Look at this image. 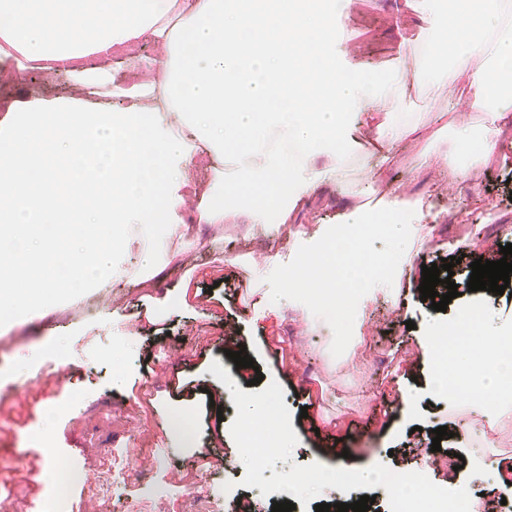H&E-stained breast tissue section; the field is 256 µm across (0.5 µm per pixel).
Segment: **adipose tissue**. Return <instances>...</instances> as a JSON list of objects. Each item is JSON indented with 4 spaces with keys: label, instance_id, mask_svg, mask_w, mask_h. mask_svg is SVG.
Segmentation results:
<instances>
[{
    "label": "adipose tissue",
    "instance_id": "1",
    "mask_svg": "<svg viewBox=\"0 0 512 512\" xmlns=\"http://www.w3.org/2000/svg\"><path fill=\"white\" fill-rule=\"evenodd\" d=\"M349 0H0V60L23 58L98 91L112 81L102 57L129 52L141 40L160 41V83L135 88L133 104L86 111L71 102L50 110L13 113L0 126V311L22 322L52 314L59 285L108 290L131 277L133 265L155 285L196 237L177 214L181 191L199 159L212 177L201 194L208 224L287 223L297 205L331 189L353 198L344 224L306 240L311 256L301 272L283 271L281 287L263 295L280 305L285 284L308 280L317 262L335 257L336 280L347 289L337 302L312 303L310 322L332 317L347 332L361 324L374 283L355 257L363 239L416 223L419 201L385 193L394 146L421 138L424 125L407 103L403 65L348 71L327 52L335 11ZM432 45L456 36L455 68L471 69L464 91L485 121L456 124L435 113L431 142L451 139L452 177L488 163L512 108V0L452 11L442 0L430 13ZM454 68V69H455ZM387 108L376 124L380 146L370 178L358 185L351 118ZM96 184L84 203L59 172ZM69 180V181H70Z\"/></svg>",
    "mask_w": 512,
    "mask_h": 512
}]
</instances>
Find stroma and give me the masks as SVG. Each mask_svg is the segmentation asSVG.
<instances>
[{
    "label": "stroma",
    "instance_id": "1",
    "mask_svg": "<svg viewBox=\"0 0 512 512\" xmlns=\"http://www.w3.org/2000/svg\"><path fill=\"white\" fill-rule=\"evenodd\" d=\"M428 27L427 0H351L336 15L330 51L348 70L403 62L415 111L451 108L458 121L476 120L477 112L458 100L466 70L427 105L413 42ZM109 65L115 91L93 95L64 70L0 61V117L62 99L88 109L124 107L123 91L137 69L122 55ZM418 149L398 144L390 173L395 195L423 197L424 227L393 287L378 286L367 301L361 341L350 357L329 325L311 329L291 307L272 311L258 303L264 289L278 287L282 270L299 264L298 234L310 237L340 222L341 202L327 193L311 197L293 223L260 224L248 238L231 224L200 225L198 246L153 295L133 278L109 295L68 292L61 314L0 330V501L39 505L49 492L44 471L85 457L90 464L68 512L101 504L108 512H271L291 494L265 496L242 485L245 467L230 434L237 407L224 394V380L232 377L256 393L267 379L284 390L298 443L276 471L315 461L355 470L383 464L423 473L441 487L466 488L472 512H491L497 498L512 507V413L492 422L472 394L451 405L428 387L437 347L461 346L454 336L434 333L459 307L478 310L476 334L512 326V296L467 287L471 262L500 260L501 245L512 243V125L492 161L457 180L439 165L412 168ZM450 256L459 259L452 280L460 295L446 311H435L420 298L422 267ZM122 340L129 348L117 367L111 350ZM242 349L254 369L241 371L230 360V352ZM180 411L193 415V443L171 429ZM440 426L450 431L442 449L464 458L460 470L427 463L432 431ZM115 459L130 465L132 475L105 503L87 487ZM190 486L198 497L187 495Z\"/></svg>",
    "mask_w": 512,
    "mask_h": 512
}]
</instances>
